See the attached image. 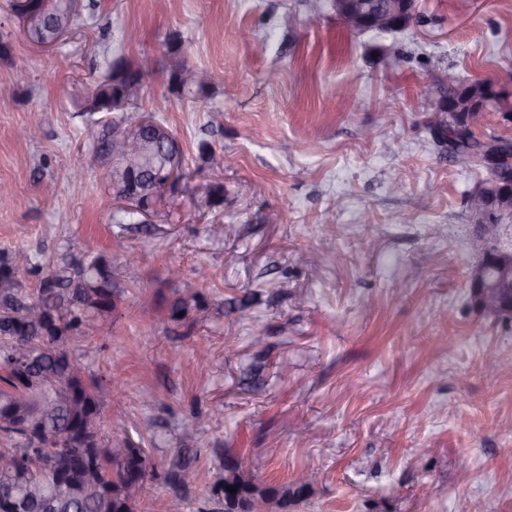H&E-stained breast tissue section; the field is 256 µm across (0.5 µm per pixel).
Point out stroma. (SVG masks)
<instances>
[{
  "label": "stroma",
  "mask_w": 512,
  "mask_h": 512,
  "mask_svg": "<svg viewBox=\"0 0 512 512\" xmlns=\"http://www.w3.org/2000/svg\"><path fill=\"white\" fill-rule=\"evenodd\" d=\"M425 20L350 35L333 12L308 25L302 0H97L79 29L34 42L0 0V266L92 255L122 269L141 254L102 331L73 348L104 398L101 439L152 456L136 512H206L225 452L263 481L309 461L323 474L299 512H512V327L472 307L478 261L466 198L477 177L432 141L431 88L447 72L488 79L512 106V0H418ZM140 40L120 45L123 29ZM214 80L196 105L170 96L163 43ZM105 40L144 75L142 112L165 99L187 179L150 227L118 224L93 155L101 114L78 99L102 74ZM350 85V97L338 89ZM32 136L17 140L19 127ZM223 151L224 203L201 204L200 142ZM83 163L75 185L69 170ZM336 234H321L322 222ZM222 223L224 236L208 234ZM177 267L182 279L172 280ZM196 281L199 307L157 324ZM245 318L225 319L229 303ZM263 343H252L254 335ZM210 349L207 366L194 351ZM501 362L483 367L486 354ZM292 370L281 375L277 366ZM200 434L198 484L174 495L162 461L187 424Z\"/></svg>",
  "instance_id": "stroma-1"
}]
</instances>
